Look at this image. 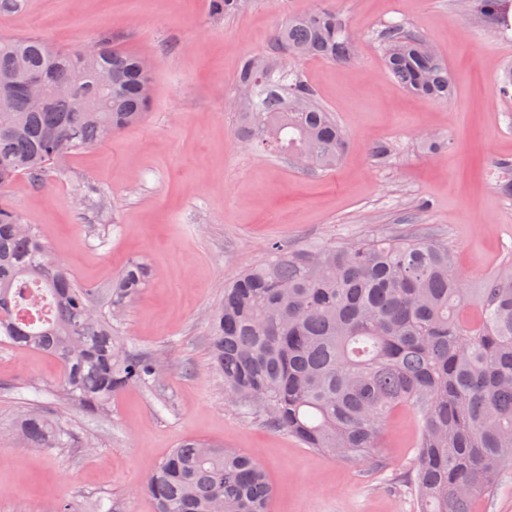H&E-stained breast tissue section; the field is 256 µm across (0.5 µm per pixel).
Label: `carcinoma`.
Listing matches in <instances>:
<instances>
[{
	"instance_id": "obj_1",
	"label": "carcinoma",
	"mask_w": 512,
	"mask_h": 512,
	"mask_svg": "<svg viewBox=\"0 0 512 512\" xmlns=\"http://www.w3.org/2000/svg\"><path fill=\"white\" fill-rule=\"evenodd\" d=\"M248 0H211L215 15ZM502 0H479L484 21L506 25ZM386 75L435 101L454 91L448 66L425 36L402 22L378 34ZM64 50L35 37L0 39V74H45L71 94L31 108L24 75L0 97V186L22 173L42 187L65 155L141 123L151 77L140 54L97 40ZM276 55L248 56L236 78L240 133L273 154L328 171L345 135L316 101L298 67L307 58L349 61L359 38L334 10L288 20ZM112 69V91L95 71ZM148 269L127 263L107 287L78 283L29 225L0 205V344L36 351L61 367L57 392L95 415L126 387L155 381L158 361L116 334L115 313L145 286ZM212 360L227 396L249 417L302 445L348 461L382 460V431L399 408L419 429L416 457L401 483L418 512H475L512 466V268L466 287L448 245L435 239L376 237L331 247L274 244L266 259L224 287L209 325ZM16 436L38 448L70 437L53 415L23 413ZM140 491L156 512H267L271 487L252 457L186 439L149 473Z\"/></svg>"
}]
</instances>
